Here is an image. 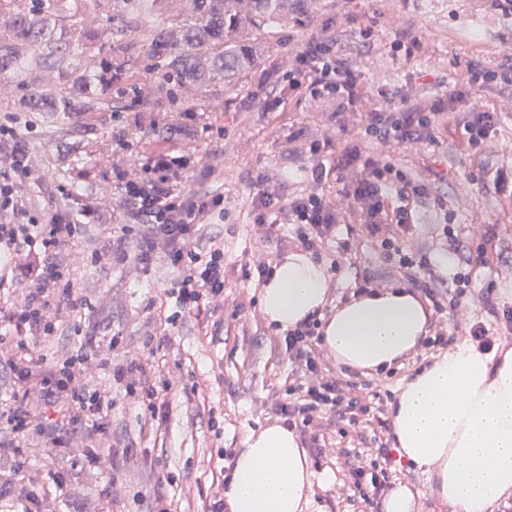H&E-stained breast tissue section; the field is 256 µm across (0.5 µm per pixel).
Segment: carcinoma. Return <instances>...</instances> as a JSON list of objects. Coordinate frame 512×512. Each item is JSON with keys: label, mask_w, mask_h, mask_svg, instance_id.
Wrapping results in <instances>:
<instances>
[{"label": "carcinoma", "mask_w": 512, "mask_h": 512, "mask_svg": "<svg viewBox=\"0 0 512 512\" xmlns=\"http://www.w3.org/2000/svg\"><path fill=\"white\" fill-rule=\"evenodd\" d=\"M101 0H0V97L15 112L47 118L43 136H60L55 117L73 112H111L106 94L116 84L132 108L154 104L155 87L140 81L131 59L141 47L127 31L146 34L144 47L171 102L193 103L209 84L232 82L261 64L254 47L266 29L300 25L313 0H112V14L99 11ZM48 363L66 354L62 343L36 350ZM68 433L82 434L71 423H44L28 438L27 458L55 462L65 448H44ZM71 476L61 493L41 492L36 508H56L77 495Z\"/></svg>", "instance_id": "cac0c4a2"}]
</instances>
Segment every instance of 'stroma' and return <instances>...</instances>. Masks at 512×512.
Returning <instances> with one entry per match:
<instances>
[{
	"label": "stroma",
	"mask_w": 512,
	"mask_h": 512,
	"mask_svg": "<svg viewBox=\"0 0 512 512\" xmlns=\"http://www.w3.org/2000/svg\"><path fill=\"white\" fill-rule=\"evenodd\" d=\"M372 26L369 47L361 31ZM330 31L347 48L349 67L359 77L362 97L354 112H339L335 100L314 99L291 89L282 59L305 43ZM414 41L411 52L393 50L400 31ZM260 68L236 83L217 81L206 87L198 105L175 107L158 92L155 111L131 109L123 123L108 112H88L59 118L61 136L45 140L30 135L39 172L30 184L32 196L50 200L58 188H78L80 194L104 195L117 177L140 173L146 158L173 152L187 165L174 176L178 188L204 186L223 194L224 324L216 336L203 333V321L183 316L178 331L156 355L157 376L167 379L168 405L161 433L143 431L139 410L118 402L105 419V433H91L77 444L119 447L114 459L83 460L77 471L87 497L105 494L111 512H148L155 486H163L180 512L186 500L207 491L211 468L224 448L241 449L248 432L279 423L273 402L291 379V365L282 342L284 333L268 323L261 309V291L242 277V267L256 252L252 229V198L259 178L291 195L308 187L311 141L328 140L329 149L364 147L361 125L366 113L386 107L388 96H411L428 103L449 83L464 81L467 66L481 62L493 67L512 51V17L502 16L491 0H318L308 21L300 26L274 27L262 38ZM483 104L502 115V123L482 151L461 150L454 129L438 128L433 141L395 151L393 162L412 179L438 184L436 198L420 203L415 239L430 252L434 269L444 277L464 268L467 247L477 246L494 230L490 264L477 268L473 288L448 315L454 340L468 339L469 327L480 321L497 329L502 346H512L502 312L512 309V183L504 191L480 187L468 180L480 168L487 178L512 171V87L493 84L481 93ZM452 220H445V212ZM450 223L462 250L442 245L439 225ZM356 266L368 268L384 287L403 285L400 271L386 265L374 242L358 237ZM70 268L77 287L83 324L101 333H121L129 348L141 350L156 326L146 311L150 299L163 297L168 287L162 263L134 271L90 260L86 244L58 255ZM335 282L332 304L350 298L356 266L342 262L335 245L318 257ZM429 360L417 352L390 371L371 374V389L383 410L369 426L383 442L391 440L389 410L402 385ZM200 381L203 394L189 388ZM323 456L312 457L315 471L335 477L327 488L315 489L312 512H358L357 504L340 495L345 467L338 451L359 445V433L335 419L323 428Z\"/></svg>",
	"instance_id": "stroma-1"
}]
</instances>
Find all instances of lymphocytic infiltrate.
<instances>
[{"label": "lymphocytic infiltrate", "instance_id": "lymphocytic-infiltrate-1", "mask_svg": "<svg viewBox=\"0 0 512 512\" xmlns=\"http://www.w3.org/2000/svg\"><path fill=\"white\" fill-rule=\"evenodd\" d=\"M288 76L292 86L314 98L336 100L348 111L360 99L358 79L347 65L341 44L333 38L309 40L289 60ZM494 82L512 86L511 53L494 68L471 64L465 84H449L429 104L400 97L388 109L368 113L363 137L369 149L330 156L326 143L312 141L307 147L314 160L311 186L288 198L269 188L253 198V230L260 244L272 242L286 248L287 239L273 238L272 230L279 224H292L303 248L317 255L335 239L337 225L352 222L395 258L407 283L428 298L434 313L456 309L457 297L450 294L426 251L413 241L417 207L431 188L396 168L390 151L432 139L435 127L443 123L455 127L463 150L479 149L502 119L501 113L487 110L480 100L481 90ZM32 126L28 113L0 115V252L6 257L0 267V287L18 277L27 288L20 301L0 302V326L9 328L8 333H0V352L8 353L10 371L22 389L11 403L0 405V432L20 439L33 428L24 393L31 385L50 403L58 392H68L71 419L79 427L96 425L101 414L111 411L120 399L141 407L143 423L159 424L169 385L150 378L151 356L174 334L180 316L214 315L224 309V233L215 227L216 217L224 213V197L174 188L171 176L185 165L179 155H156L144 163V175L121 178L115 201L125 221L110 225L103 245L92 250L91 257L135 268L163 262L170 276L167 295L175 301L171 311L150 304L148 311L161 330L148 338L142 352H130L120 334L106 341L85 330L80 321L63 323V311L74 305V291L68 270L55 258L77 246L82 226L100 223L101 212L90 197L75 213L39 203L29 194L27 187L37 171L30 143L18 130ZM331 179L340 184L334 196L323 189ZM320 324L314 314L284 336L293 381L274 403L275 414L283 417L288 428L309 433L315 443L320 440L325 415L355 427L370 410L359 397L364 384L342 379L324 361L318 349ZM64 327L78 336V346L63 363L41 371L36 349ZM98 357L111 368L119 399L108 398L96 388L88 362ZM340 454L347 471L343 493L373 506L388 488L395 469L391 449L382 443L375 449L344 448Z\"/></svg>", "mask_w": 512, "mask_h": 512}]
</instances>
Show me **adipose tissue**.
Segmentation results:
<instances>
[{
	"label": "adipose tissue",
	"mask_w": 512,
	"mask_h": 512,
	"mask_svg": "<svg viewBox=\"0 0 512 512\" xmlns=\"http://www.w3.org/2000/svg\"><path fill=\"white\" fill-rule=\"evenodd\" d=\"M329 302L324 268L296 253L262 291V310L294 328ZM337 364L361 373L388 369L417 352L429 331L424 300L404 288L351 297L320 327ZM393 446L426 472L449 512H512V347L456 342L406 382L391 409ZM314 472L296 433L283 424L248 433L224 492L229 512H310Z\"/></svg>",
	"instance_id": "1"
}]
</instances>
